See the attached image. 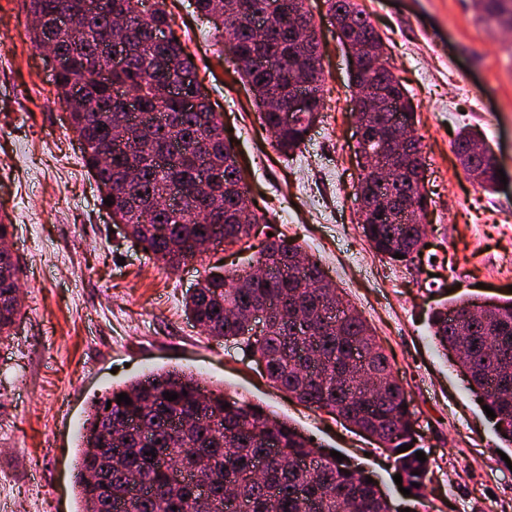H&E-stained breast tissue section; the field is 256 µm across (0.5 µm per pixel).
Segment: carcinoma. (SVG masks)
Listing matches in <instances>:
<instances>
[{
    "label": "carcinoma",
    "instance_id": "carcinoma-1",
    "mask_svg": "<svg viewBox=\"0 0 512 512\" xmlns=\"http://www.w3.org/2000/svg\"><path fill=\"white\" fill-rule=\"evenodd\" d=\"M28 2L30 13L43 18L71 9L74 0ZM326 2L341 21L339 43L383 42L357 0ZM138 4L97 0L96 11L77 14L67 30L46 22L36 26L31 43L39 51L53 48L63 60L56 86L64 104L72 87L82 86L81 105L69 110L70 126L88 173L111 186L101 196L111 198L108 210L143 250L176 270L200 256L195 243H246L267 219L258 208L240 205L246 195L240 163L201 92L197 67L183 43L173 31L165 44L152 39L154 29L172 28L165 0H155L148 14ZM194 4L235 58L277 149L287 154L299 149L324 110L319 41L299 42L289 28L290 14L308 15L305 0ZM118 9L127 17L123 47L128 62L103 79L97 62L113 35L111 15ZM483 11L487 28L512 30V0H483ZM392 69L385 56L378 68H361L354 77L357 96L380 90L389 98V109L371 127L375 137L385 135L394 117L414 126L411 101ZM303 73L306 111L285 123L278 109L288 104ZM119 89L137 97L149 114L147 130L126 145L118 143L130 119ZM475 139L470 131L458 134V160L465 169L481 171L480 187L493 190L500 178L497 164L485 142L482 151H470ZM398 163L406 170L405 180L372 188L367 197L369 207L392 213L391 222L361 229L388 262L412 265L420 252L416 218L398 201L411 197L425 170L419 140ZM170 185L180 194L179 207L154 211L156 196ZM397 252L404 258H396ZM301 255L292 241L265 237L249 262L262 273L245 283L239 273H209L186 302L188 318L209 336L245 343L283 392L369 435L393 460L395 473L411 491L405 505L417 512L432 470L430 461L416 459L423 446L409 395L366 320L320 287L325 273L316 260L299 267ZM19 282L17 261L0 249V337L11 334L20 315ZM251 307L269 311L258 332L237 322ZM430 328L441 350H461L457 363L469 390L494 411V424L500 425L495 434L511 448L512 300L455 299L432 312ZM167 392L178 398L166 400ZM120 393L130 404L117 403ZM405 444L410 449L397 452ZM369 476L360 464L337 461L330 449L260 405L208 390L189 373L164 370L91 404L75 487L81 512H389L377 483L366 482Z\"/></svg>",
    "mask_w": 512,
    "mask_h": 512
}]
</instances>
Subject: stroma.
Listing matches in <instances>:
<instances>
[{
  "label": "stroma",
  "instance_id": "1",
  "mask_svg": "<svg viewBox=\"0 0 512 512\" xmlns=\"http://www.w3.org/2000/svg\"><path fill=\"white\" fill-rule=\"evenodd\" d=\"M358 2L414 106L432 264L388 262L362 233L349 64L325 0H306L325 109L288 157L261 126L231 55L193 0H166V9L232 131L249 198L271 232L320 261L390 356L432 460L418 512H512V449L498 454L491 419L429 327L432 310L451 299L512 298V33L492 34L478 0ZM31 27L26 0H0V218L12 226L23 285L21 313L0 338V512H78L73 469L91 403L158 369L193 373L262 405L361 463L392 504L404 503L386 453L272 386L243 346L186 318L183 302L209 269L247 264L245 245L218 247L174 271L115 230ZM466 126L506 175L495 192L459 164L454 133Z\"/></svg>",
  "mask_w": 512,
  "mask_h": 512
}]
</instances>
